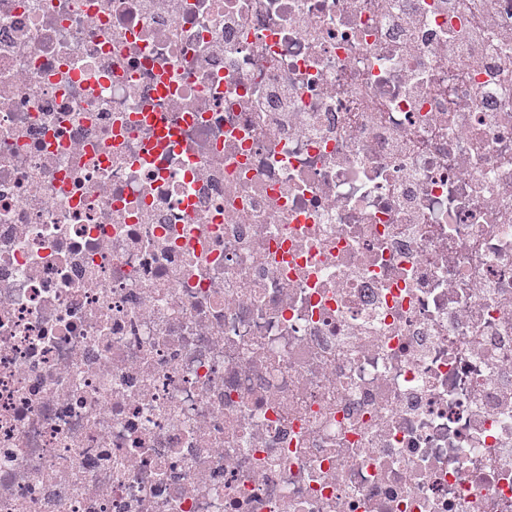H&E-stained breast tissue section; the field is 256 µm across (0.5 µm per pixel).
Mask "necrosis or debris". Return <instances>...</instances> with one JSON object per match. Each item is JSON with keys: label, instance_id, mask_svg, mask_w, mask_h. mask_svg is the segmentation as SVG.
I'll list each match as a JSON object with an SVG mask.
<instances>
[{"label": "necrosis or debris", "instance_id": "1", "mask_svg": "<svg viewBox=\"0 0 512 512\" xmlns=\"http://www.w3.org/2000/svg\"><path fill=\"white\" fill-rule=\"evenodd\" d=\"M0 512H512V0H0Z\"/></svg>", "mask_w": 512, "mask_h": 512}]
</instances>
